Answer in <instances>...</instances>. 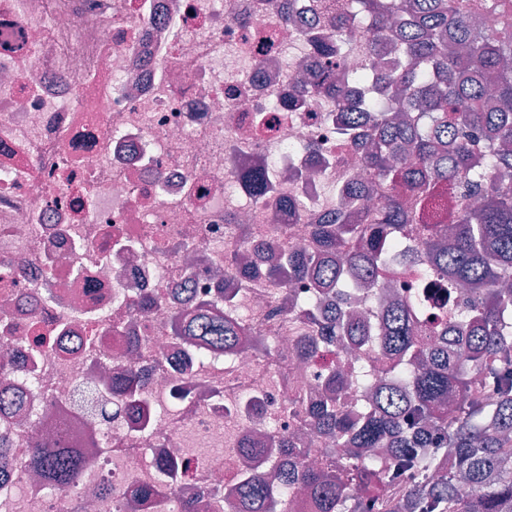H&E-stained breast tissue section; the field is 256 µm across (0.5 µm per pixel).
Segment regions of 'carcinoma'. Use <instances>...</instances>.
I'll list each match as a JSON object with an SVG mask.
<instances>
[{"label":"carcinoma","mask_w":512,"mask_h":512,"mask_svg":"<svg viewBox=\"0 0 512 512\" xmlns=\"http://www.w3.org/2000/svg\"><path fill=\"white\" fill-rule=\"evenodd\" d=\"M376 36L395 29L399 43H373L376 93L356 89L365 76L316 73L314 86L336 99L345 139L367 129L366 170L381 189L366 205L356 182L333 216L313 225L318 249L269 254L265 275L278 288L313 284L297 317L298 355L345 351L360 357L367 330L358 303L376 298L378 271L392 263L400 237L415 238L405 264L416 280L453 288L436 307L420 295L395 299L379 315L376 345L386 378L370 402L341 405L352 386L340 369L302 421L328 440L324 460L290 438L251 441L244 457L276 463L280 489L252 469L224 491L233 512H287L282 490L302 486L312 512H512V31L489 23L504 0H358ZM392 54L398 66L385 68ZM252 191L268 187L257 168ZM220 295L192 317L175 316L179 337L207 349L245 343ZM458 332L448 343V327ZM482 377L475 386L469 373ZM125 402L142 401L138 372L112 379ZM87 466L73 449L39 442L24 460L53 490L79 482Z\"/></svg>","instance_id":"obj_1"}]
</instances>
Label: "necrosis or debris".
Returning <instances> with one entry per match:
<instances>
[{
  "label": "necrosis or debris",
  "instance_id": "4bbe7bcc",
  "mask_svg": "<svg viewBox=\"0 0 512 512\" xmlns=\"http://www.w3.org/2000/svg\"><path fill=\"white\" fill-rule=\"evenodd\" d=\"M336 18L353 38L334 68L364 69L374 38L352 0H0V317L13 333L0 512H224L214 492L252 431L315 442L294 407L336 357L291 351L312 287L273 298L229 260L313 248L336 207L325 187L366 175L312 86L315 39ZM221 291L250 308L271 357L202 362L176 347L174 314ZM37 336L52 347L35 356ZM119 354L151 410L108 424L93 414L120 401L107 363ZM63 426L88 469L51 495L23 460ZM171 458L182 473L165 483L156 464Z\"/></svg>",
  "mask_w": 512,
  "mask_h": 512
}]
</instances>
